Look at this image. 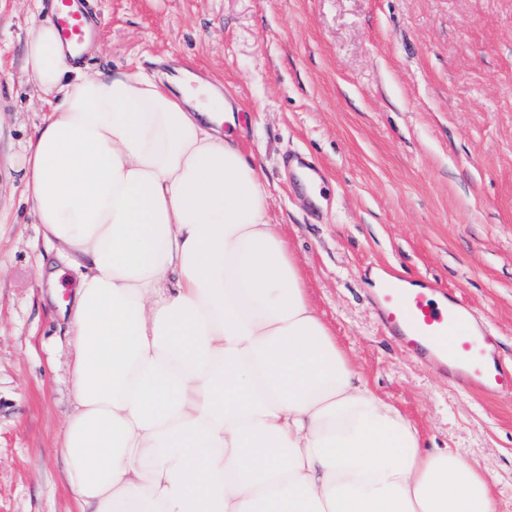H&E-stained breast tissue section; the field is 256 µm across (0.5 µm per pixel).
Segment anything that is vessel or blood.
<instances>
[{"mask_svg": "<svg viewBox=\"0 0 512 512\" xmlns=\"http://www.w3.org/2000/svg\"><path fill=\"white\" fill-rule=\"evenodd\" d=\"M51 18L65 53L82 61L97 32L91 0H50ZM374 294L386 335L416 360L464 389L490 398H512V360L463 298L424 276L390 271Z\"/></svg>", "mask_w": 512, "mask_h": 512, "instance_id": "1", "label": "vessel or blood"}]
</instances>
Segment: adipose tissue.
Returning <instances> with one entry per match:
<instances>
[{
    "label": "adipose tissue",
    "instance_id": "1",
    "mask_svg": "<svg viewBox=\"0 0 512 512\" xmlns=\"http://www.w3.org/2000/svg\"><path fill=\"white\" fill-rule=\"evenodd\" d=\"M55 100L26 200L82 274L61 304L78 512H497L460 452L425 448L319 315L212 84L90 73L38 26Z\"/></svg>",
    "mask_w": 512,
    "mask_h": 512
}]
</instances>
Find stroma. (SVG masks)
Returning <instances> with one entry per match:
<instances>
[{
    "mask_svg": "<svg viewBox=\"0 0 512 512\" xmlns=\"http://www.w3.org/2000/svg\"><path fill=\"white\" fill-rule=\"evenodd\" d=\"M88 71L181 60L243 105L236 132L310 297L371 389L427 447L462 452L512 512V399L460 390L382 332L375 271L461 295L512 359V0H93ZM44 0H0V512H74L59 450L72 336L51 299L78 278L23 201L51 110L24 70ZM331 190L314 216L286 158Z\"/></svg>",
    "mask_w": 512,
    "mask_h": 512,
    "instance_id": "35a3bbf8",
    "label": "stroma"
}]
</instances>
